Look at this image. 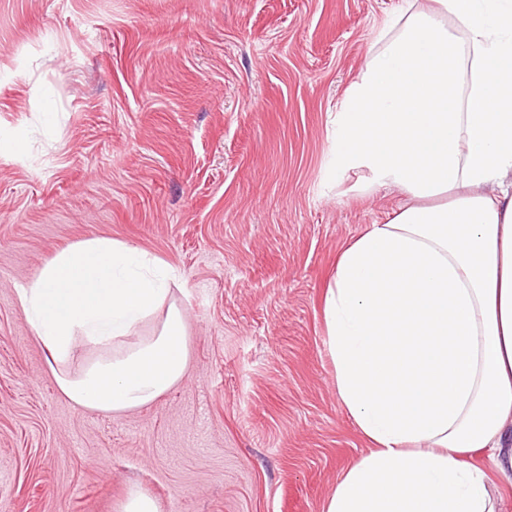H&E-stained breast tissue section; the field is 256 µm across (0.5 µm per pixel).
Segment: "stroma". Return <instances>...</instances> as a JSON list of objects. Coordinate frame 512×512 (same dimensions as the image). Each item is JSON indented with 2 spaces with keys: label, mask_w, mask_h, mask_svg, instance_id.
<instances>
[{
  "label": "stroma",
  "mask_w": 512,
  "mask_h": 512,
  "mask_svg": "<svg viewBox=\"0 0 512 512\" xmlns=\"http://www.w3.org/2000/svg\"><path fill=\"white\" fill-rule=\"evenodd\" d=\"M406 0H0V512H321L365 445L324 292L397 189L337 179L348 87ZM173 266L184 380L121 417L59 392L16 289L70 244ZM160 508L154 498L139 489H130L120 505L119 512H159Z\"/></svg>",
  "instance_id": "obj_1"
}]
</instances>
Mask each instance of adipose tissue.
Wrapping results in <instances>:
<instances>
[{"label": "adipose tissue", "mask_w": 512, "mask_h": 512, "mask_svg": "<svg viewBox=\"0 0 512 512\" xmlns=\"http://www.w3.org/2000/svg\"><path fill=\"white\" fill-rule=\"evenodd\" d=\"M333 132L336 175L402 200L339 252L323 300L336 394L366 443L322 512H503L512 486V0H413ZM173 267L110 239L17 300L62 395L118 417L189 363ZM155 320L150 335L139 330ZM84 353L79 371L69 364Z\"/></svg>", "instance_id": "adipose-tissue-1"}]
</instances>
